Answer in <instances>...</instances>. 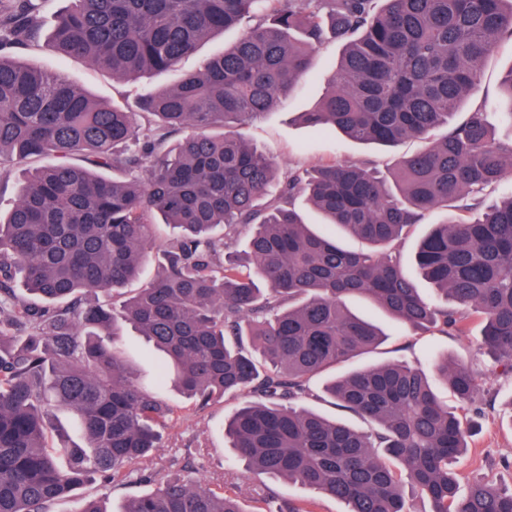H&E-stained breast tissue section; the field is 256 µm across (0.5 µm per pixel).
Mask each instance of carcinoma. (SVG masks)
Listing matches in <instances>:
<instances>
[{"mask_svg": "<svg viewBox=\"0 0 512 512\" xmlns=\"http://www.w3.org/2000/svg\"><path fill=\"white\" fill-rule=\"evenodd\" d=\"M238 26L232 47L173 87L145 91L132 112L1 54L37 43L41 23L34 0H0V167L52 158L0 211V512H49L96 477L145 479L140 464L171 409L123 360L124 324L167 355L190 398L248 397L224 435L249 470L340 500L347 512H412L410 491L432 512H512V492L464 487L453 468L468 448L465 405L482 389L471 366L431 358L461 403L455 411L425 370L403 361L323 386L368 430L301 405L310 377L385 340L348 311L349 296L415 329L464 335L477 319L482 347L512 371V195L487 208L482 199L512 169V137L498 136L479 108L452 123L497 43L512 39V0H71L48 40L132 81L176 68L202 40ZM330 35L343 52L305 123L387 147L446 134L387 176L335 162L278 177L273 158L236 128L306 77ZM499 91V120L512 127V67ZM140 118L153 137L139 139ZM301 193L366 249L311 231L294 207ZM439 206L459 214L432 226L413 261L444 307L421 295L398 251ZM154 216L179 230L158 274L118 309L82 301L88 291L120 296L140 279ZM242 235L248 273L230 252ZM18 274L37 301L17 296ZM54 406L77 415L84 438L62 448L65 468L46 443ZM118 512L248 510L237 495L172 474Z\"/></svg>", "mask_w": 512, "mask_h": 512, "instance_id": "carcinoma-1", "label": "carcinoma"}]
</instances>
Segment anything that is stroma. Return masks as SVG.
Wrapping results in <instances>:
<instances>
[{"instance_id":"1","label":"stroma","mask_w":512,"mask_h":512,"mask_svg":"<svg viewBox=\"0 0 512 512\" xmlns=\"http://www.w3.org/2000/svg\"><path fill=\"white\" fill-rule=\"evenodd\" d=\"M238 35L235 29L218 35L185 57L176 70L148 75L134 82L114 79L111 72L89 61L60 56L44 42L16 51L15 56L28 64L65 74L76 86L104 101L131 106L141 91L171 86L180 74L199 69L205 60L223 52ZM342 51L341 42L325 43L315 55L311 76L294 85L280 106L243 128L244 138L271 156L278 163L280 174L330 162L352 164L369 161L384 171L393 167L399 157L423 149L424 144L420 141H406L394 148L364 145L342 134L320 131L300 121V114L315 108L326 93ZM511 66L512 42L506 40L489 57L481 80L469 99L470 104L482 102L487 111H499V77ZM454 217V210L443 207L433 210L426 215L423 224L412 229L403 246L406 271L415 278L421 293L429 298L436 297L437 292L430 282L420 277L412 261L416 244L427 225L443 223ZM346 304L350 311L378 325L387 335L386 341L375 352L355 358L354 366L380 364L398 358L424 366L431 353L437 352L483 372V395L492 399L493 405L481 416L479 432L469 453L459 459L457 468L468 480L491 481L512 489V413L506 408L507 401L512 399V376L501 375L490 359L479 351L480 323L472 322L467 334L447 335L400 324L360 297L348 298ZM118 345L139 382L153 385L165 364L163 354L128 326L124 327ZM162 396L173 411V419L163 430L161 446L147 466L149 474H162L168 469L188 465L195 477L209 482L212 488L238 491L249 507L272 495L313 502L315 512H344L343 504L334 498L247 472L234 461L225 447L223 425L238 406V399L227 397L203 407L170 386L163 390Z\"/></svg>"}]
</instances>
